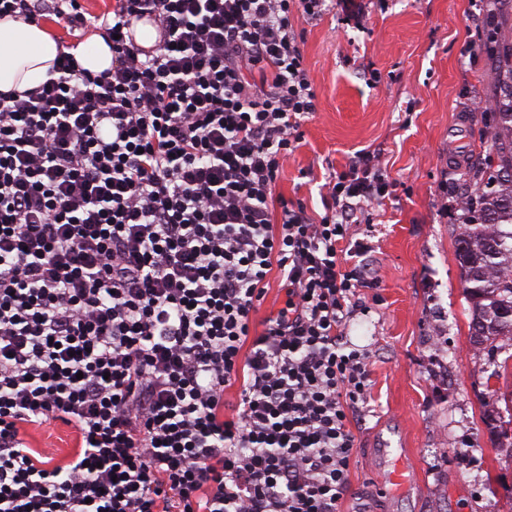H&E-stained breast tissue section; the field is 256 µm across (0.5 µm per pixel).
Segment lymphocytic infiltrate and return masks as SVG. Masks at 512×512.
I'll return each mask as SVG.
<instances>
[{"label": "lymphocytic infiltrate", "mask_w": 512, "mask_h": 512, "mask_svg": "<svg viewBox=\"0 0 512 512\" xmlns=\"http://www.w3.org/2000/svg\"><path fill=\"white\" fill-rule=\"evenodd\" d=\"M327 2L0 0L113 54L93 74L61 46L0 93V512H338L371 398L347 330L378 285L354 226L392 181L357 154L318 220L275 193L316 110L291 18ZM57 421L50 467L25 431ZM269 290L266 294L263 304L259 307L257 313L252 317V333H261L264 329L263 321L270 313L276 311L284 298V292L281 291L280 279L277 272H272L269 278Z\"/></svg>", "instance_id": "f902f5d3"}]
</instances>
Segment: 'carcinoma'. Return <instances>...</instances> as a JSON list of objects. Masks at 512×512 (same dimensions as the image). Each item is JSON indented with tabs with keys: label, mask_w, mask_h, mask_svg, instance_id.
I'll use <instances>...</instances> for the list:
<instances>
[{
	"label": "carcinoma",
	"mask_w": 512,
	"mask_h": 512,
	"mask_svg": "<svg viewBox=\"0 0 512 512\" xmlns=\"http://www.w3.org/2000/svg\"><path fill=\"white\" fill-rule=\"evenodd\" d=\"M510 22L512 12L495 10V41L487 50L497 73L496 93L487 105L495 155L475 168L476 190L458 204L462 232L457 258L470 305V341L487 351L494 365L501 350L497 341H512V37L501 32ZM487 406L491 410L484 414V423L499 436L503 423L512 424V393L490 391Z\"/></svg>",
	"instance_id": "obj_1"
}]
</instances>
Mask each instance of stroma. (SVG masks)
Segmentation results:
<instances>
[{
    "instance_id": "35a3bbf8",
    "label": "stroma",
    "mask_w": 512,
    "mask_h": 512,
    "mask_svg": "<svg viewBox=\"0 0 512 512\" xmlns=\"http://www.w3.org/2000/svg\"><path fill=\"white\" fill-rule=\"evenodd\" d=\"M365 28L334 14L294 15L317 110L276 191L324 213L328 167L344 169L360 151L379 155L395 187L377 206L372 232L377 302L357 317L350 340L370 350L371 400L355 418L359 438L350 491L340 512H512V458L486 428L492 377L474 348L469 303L456 258L459 213H441L440 186L469 192L468 168L491 150L480 107L496 74L485 53L475 0H365ZM401 446L417 477L402 495L376 493L369 460L379 440ZM44 460L70 450L71 431L53 423L29 430Z\"/></svg>"
}]
</instances>
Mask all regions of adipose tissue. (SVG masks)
<instances>
[{"label":"adipose tissue","instance_id":"ef3b65f1","mask_svg":"<svg viewBox=\"0 0 512 512\" xmlns=\"http://www.w3.org/2000/svg\"><path fill=\"white\" fill-rule=\"evenodd\" d=\"M58 45L44 26L0 18V92L45 82Z\"/></svg>","mask_w":512,"mask_h":512}]
</instances>
